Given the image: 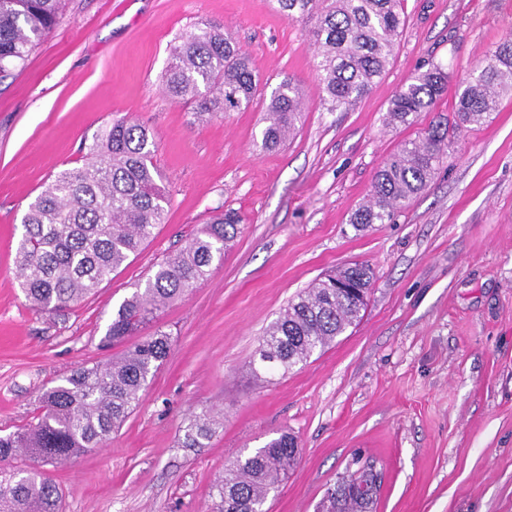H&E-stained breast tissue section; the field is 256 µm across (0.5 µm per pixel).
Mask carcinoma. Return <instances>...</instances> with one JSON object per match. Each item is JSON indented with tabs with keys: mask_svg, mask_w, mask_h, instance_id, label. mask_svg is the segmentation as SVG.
Masks as SVG:
<instances>
[{
	"mask_svg": "<svg viewBox=\"0 0 512 512\" xmlns=\"http://www.w3.org/2000/svg\"><path fill=\"white\" fill-rule=\"evenodd\" d=\"M290 21L308 26L314 69L327 111L367 94L392 58L404 26L400 0H276ZM65 0H0V79L23 66L55 27ZM259 81L249 56L223 29L203 24L169 48L164 92L195 102L196 111L233 112L249 105ZM448 86V72L433 66L400 87L387 124L412 125L433 109ZM512 92V38L461 81L453 122L402 142L383 162L368 202L351 223L386 224L433 178L449 132L477 123ZM302 92L290 79L272 90L261 129L265 148L279 146L295 127ZM157 143L146 127L117 119L87 147L82 163L59 171L28 205L16 250L25 298L41 313L65 316L87 298L166 223L170 199L154 164ZM239 219L221 213L186 247L167 258L112 312L104 343L137 338L106 364L80 365L42 389L36 413L0 435V512H60L63 493L48 467L90 448H102L137 407L149 380L168 357L162 332L138 337L156 313L187 298L237 234ZM371 268L355 263L316 280L292 299L260 338L252 373L286 374L323 351L354 325L365 308ZM222 425L210 408L192 415L183 447L202 448ZM298 441L282 434L240 455L215 481L208 512H266L278 479L298 464ZM343 473L327 489L319 512H372L374 499L356 492Z\"/></svg>",
	"mask_w": 512,
	"mask_h": 512,
	"instance_id": "cac0c4a2",
	"label": "carcinoma"
}]
</instances>
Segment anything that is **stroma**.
I'll return each instance as SVG.
<instances>
[{"mask_svg": "<svg viewBox=\"0 0 512 512\" xmlns=\"http://www.w3.org/2000/svg\"><path fill=\"white\" fill-rule=\"evenodd\" d=\"M404 29L379 82L329 112L302 23L275 0H69L23 67L0 82V432L99 349L112 312L201 225L241 218L222 263L147 332L172 340L111 442L51 468L62 512H206L214 480L244 450L287 431L302 448L269 512H315L358 457L386 472L375 512H512V95L449 136L425 191L392 223L351 214L399 144L452 117L460 81L512 36V0H403ZM232 32L256 68L253 102L201 115L162 89L169 47L195 27ZM451 79L418 124L390 127L395 92L431 65ZM304 112L262 148L266 101L283 78ZM155 134L168 221L65 319L36 312L15 278L29 202L113 120ZM353 262L375 280L360 319L286 375L255 379L265 328L314 279ZM224 424L182 445L192 412Z\"/></svg>", "mask_w": 512, "mask_h": 512, "instance_id": "stroma-1", "label": "stroma"}]
</instances>
